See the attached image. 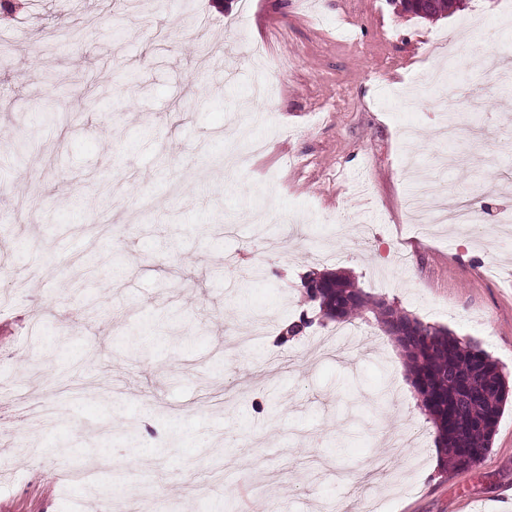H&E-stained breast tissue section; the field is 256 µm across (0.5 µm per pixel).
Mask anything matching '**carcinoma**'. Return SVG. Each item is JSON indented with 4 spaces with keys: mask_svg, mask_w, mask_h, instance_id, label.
I'll return each mask as SVG.
<instances>
[{
    "mask_svg": "<svg viewBox=\"0 0 512 512\" xmlns=\"http://www.w3.org/2000/svg\"><path fill=\"white\" fill-rule=\"evenodd\" d=\"M337 290L324 301L305 288L309 301L327 307L330 322L350 325L378 311L386 331L396 334L403 349L412 386L435 431L443 465L468 470L480 463L495 435L509 386L502 368L478 346L448 330L401 313L335 275Z\"/></svg>",
    "mask_w": 512,
    "mask_h": 512,
    "instance_id": "cac0c4a2",
    "label": "carcinoma"
}]
</instances>
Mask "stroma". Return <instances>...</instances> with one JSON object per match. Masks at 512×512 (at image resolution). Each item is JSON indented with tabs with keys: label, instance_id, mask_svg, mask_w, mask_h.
I'll return each mask as SVG.
<instances>
[{
	"label": "stroma",
	"instance_id": "1",
	"mask_svg": "<svg viewBox=\"0 0 512 512\" xmlns=\"http://www.w3.org/2000/svg\"><path fill=\"white\" fill-rule=\"evenodd\" d=\"M481 15L480 50L456 53ZM512 0L423 19L394 0H27L0 20V512H512V398L484 460L442 470L405 357L380 323L341 358L305 275L343 271L479 344L512 379ZM274 88L273 97L262 96ZM476 108L441 143L446 99ZM82 101L73 111V101ZM241 163L224 168V133ZM471 203L474 234L419 233L410 162ZM61 419L31 432L25 409ZM351 434L343 451L337 435ZM94 484V485H95Z\"/></svg>",
	"mask_w": 512,
	"mask_h": 512
}]
</instances>
